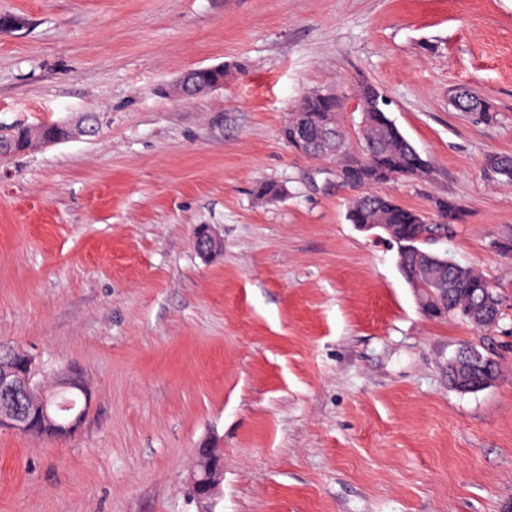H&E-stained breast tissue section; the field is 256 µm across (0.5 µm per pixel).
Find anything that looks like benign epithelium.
Instances as JSON below:
<instances>
[{
    "mask_svg": "<svg viewBox=\"0 0 512 512\" xmlns=\"http://www.w3.org/2000/svg\"><path fill=\"white\" fill-rule=\"evenodd\" d=\"M202 69H193L183 76L176 88V95L181 100H188L195 95L188 81L194 80L195 73ZM71 135L69 128L55 125L54 136L47 135L45 126L27 128L25 139L18 145L12 141L0 140V156L28 149L34 143H55ZM294 151L308 154L319 150L325 157L336 156V138L333 137L329 120L314 133L304 125H296L292 141ZM194 245L198 254L209 259L221 252V240L207 227L199 228L194 237ZM482 354L474 346L460 349L454 359L448 363V377L451 387L467 392L474 389L468 373L474 364L481 362ZM57 387L75 389L83 398V409L67 418L59 416L54 403L56 393L48 390L39 377L36 358L19 349L9 348L7 361L0 365V429H7L18 434L39 439L52 437L68 438L77 433L84 419L86 409L91 403V392L84 380L82 372L74 366H64L57 371ZM196 463L189 474L190 490L200 510L198 512H214L211 497L216 480L223 467V460L216 455L213 447L205 444L195 449Z\"/></svg>",
    "mask_w": 512,
    "mask_h": 512,
    "instance_id": "1",
    "label": "benign epithelium"
}]
</instances>
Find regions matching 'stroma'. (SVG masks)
Here are the masks:
<instances>
[{
	"label": "stroma",
	"mask_w": 512,
	"mask_h": 512,
	"mask_svg": "<svg viewBox=\"0 0 512 512\" xmlns=\"http://www.w3.org/2000/svg\"><path fill=\"white\" fill-rule=\"evenodd\" d=\"M0 130L93 117L95 135L0 157V342L92 402L59 441L0 430V512H196L188 474L224 453L217 512H512V0H0ZM224 86L178 101L179 77ZM433 169L385 192L439 223L502 316L426 312L397 244L347 218L337 162L282 129L315 89L359 83ZM465 86L493 108L456 111ZM277 197H260V185ZM209 226L224 249L196 251ZM498 363L455 391L464 345ZM482 354L475 346H466L460 349L453 360L448 363V377L451 381V387L456 390L467 392L478 389L482 386H489L496 380V374L487 364L485 368L484 381L480 385L472 386L470 378L467 376L475 363L482 360Z\"/></svg>",
	"instance_id": "1"
}]
</instances>
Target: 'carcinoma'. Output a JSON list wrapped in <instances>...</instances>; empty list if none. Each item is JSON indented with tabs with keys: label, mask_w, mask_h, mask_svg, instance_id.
<instances>
[{
	"label": "carcinoma",
	"mask_w": 512,
	"mask_h": 512,
	"mask_svg": "<svg viewBox=\"0 0 512 512\" xmlns=\"http://www.w3.org/2000/svg\"><path fill=\"white\" fill-rule=\"evenodd\" d=\"M356 95L362 116L358 152L347 150L345 133L341 126H336L338 177L343 184L360 190L349 206V213L358 210L366 216L368 223L387 225L386 234L391 239L400 245H409L400 265L406 277L413 281L421 278L422 271L431 262V253L417 247L413 239L433 230V226L426 222L421 212L404 206L380 187L398 179L428 180L433 169L429 162L422 161L421 154L387 115L380 92L373 84L360 83ZM451 102L458 112H470L484 120L491 118V105L466 87L457 88ZM341 108V102L323 97L319 90L308 93L283 128V139L291 140L296 120L304 119L317 126L324 116ZM485 166L503 180L512 182V155L491 154L485 158ZM435 208L449 224H458L463 219V209L452 199L436 200ZM427 284L432 289H441L448 308L453 310V318L477 328L484 327L487 321H495L494 311L479 309L482 289L490 284L476 270L438 266L435 279Z\"/></svg>",
	"instance_id": "obj_1"
}]
</instances>
